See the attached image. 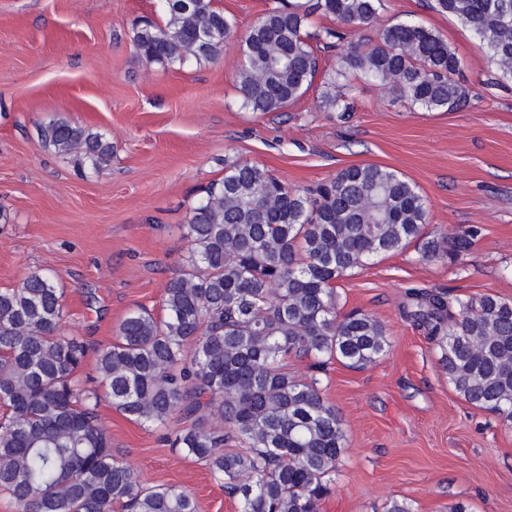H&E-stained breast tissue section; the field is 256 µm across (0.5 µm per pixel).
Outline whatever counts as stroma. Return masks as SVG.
Instances as JSON below:
<instances>
[{"label": "stroma", "mask_w": 512, "mask_h": 512, "mask_svg": "<svg viewBox=\"0 0 512 512\" xmlns=\"http://www.w3.org/2000/svg\"><path fill=\"white\" fill-rule=\"evenodd\" d=\"M215 4L233 24L220 59L163 67L131 41L136 19L161 18L160 0H0V289L33 272L56 276L67 333L104 346L130 310L163 316L165 285L187 248L181 226L225 163L258 164L299 189L355 164L391 168L426 200L427 232L476 225L481 233L453 262L421 260L412 244L337 280L339 313L375 316L390 347L366 367L333 360L316 374L347 435L320 512H383L392 498L413 512L458 502L512 512V426L461 398L435 346L401 315L409 288L512 298V80L455 17L427 0H381L358 39L423 23L461 61L463 106L429 111L358 73L349 78L351 112L327 110L318 80L282 111L251 112L237 88V40L274 0ZM60 117L111 141L107 170L80 172L44 145L40 126ZM98 410L113 453L144 484L183 487L198 512H241L206 466L170 447L166 431L130 421L105 397Z\"/></svg>", "instance_id": "1"}]
</instances>
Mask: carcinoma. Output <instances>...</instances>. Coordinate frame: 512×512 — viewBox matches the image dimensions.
<instances>
[{"label": "carcinoma", "instance_id": "1", "mask_svg": "<svg viewBox=\"0 0 512 512\" xmlns=\"http://www.w3.org/2000/svg\"><path fill=\"white\" fill-rule=\"evenodd\" d=\"M380 0H278L241 39L238 89L254 112H279L318 73L310 39L339 48L324 75L326 108L345 112V89L360 71L430 111L453 110L466 95L452 79L460 60L439 34L411 20L384 26L376 40L346 41L373 21ZM430 8L471 26L501 75L512 78V0H431ZM132 42L148 63L217 59L232 24L213 0L162 4ZM319 13L339 27L313 35ZM41 140L80 169L104 171L112 142L58 118ZM417 186L377 164L349 166L315 190L290 189L247 161L224 166L190 209L188 248L167 281L161 318L130 311L115 341L91 349L63 331L64 296L32 272L0 290V492L20 512H198L186 490L146 487L112 454L98 414L100 395L79 384L94 351L112 406L143 425H190L170 445L202 462L242 512H320L344 453L343 421L314 376L302 382L282 361L334 359L352 368L389 348L385 325L362 310L337 312L336 280L416 241L421 259L456 260L478 228L445 238L425 232ZM403 317L440 350L439 367L468 403L512 422V299L451 300L409 288ZM235 439L238 447L227 448Z\"/></svg>", "mask_w": 512, "mask_h": 512}]
</instances>
